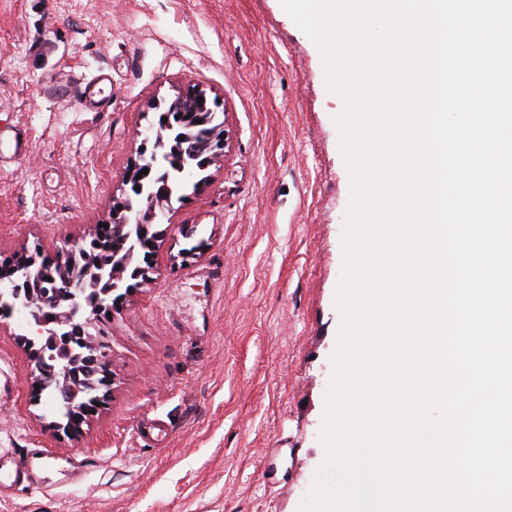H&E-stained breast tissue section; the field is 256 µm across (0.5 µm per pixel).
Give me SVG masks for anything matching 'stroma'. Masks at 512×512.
I'll return each instance as SVG.
<instances>
[{"instance_id":"35a3bbf8","label":"stroma","mask_w":512,"mask_h":512,"mask_svg":"<svg viewBox=\"0 0 512 512\" xmlns=\"http://www.w3.org/2000/svg\"><path fill=\"white\" fill-rule=\"evenodd\" d=\"M99 76L105 112L50 90ZM190 90L227 143L173 200L148 279L100 315L112 386L78 438L32 398L31 316L0 325V448L52 459L0 512H297L324 459L351 184L343 103L279 0H0V126L31 139L0 162V258L111 223L142 130ZM184 224L209 240L187 264Z\"/></svg>"}]
</instances>
